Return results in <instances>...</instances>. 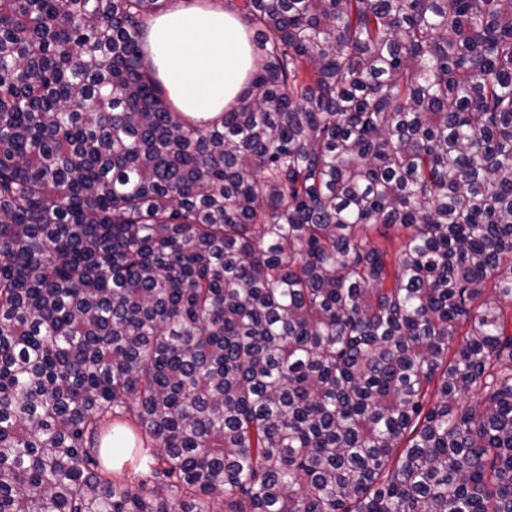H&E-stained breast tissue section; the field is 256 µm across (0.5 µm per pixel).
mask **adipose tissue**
I'll return each instance as SVG.
<instances>
[{
  "mask_svg": "<svg viewBox=\"0 0 512 512\" xmlns=\"http://www.w3.org/2000/svg\"><path fill=\"white\" fill-rule=\"evenodd\" d=\"M145 51L173 110L195 121L215 119L238 101L257 58L246 25L210 4L150 18Z\"/></svg>",
  "mask_w": 512,
  "mask_h": 512,
  "instance_id": "1",
  "label": "adipose tissue"
}]
</instances>
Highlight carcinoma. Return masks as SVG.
I'll return each instance as SVG.
<instances>
[{
    "label": "carcinoma",
    "mask_w": 512,
    "mask_h": 512,
    "mask_svg": "<svg viewBox=\"0 0 512 512\" xmlns=\"http://www.w3.org/2000/svg\"><path fill=\"white\" fill-rule=\"evenodd\" d=\"M169 2L0 0V512H512V0ZM199 1L174 0L150 18L145 51L173 110L208 121L238 101L257 54L246 25L220 8L224 0Z\"/></svg>",
    "instance_id": "1"
}]
</instances>
